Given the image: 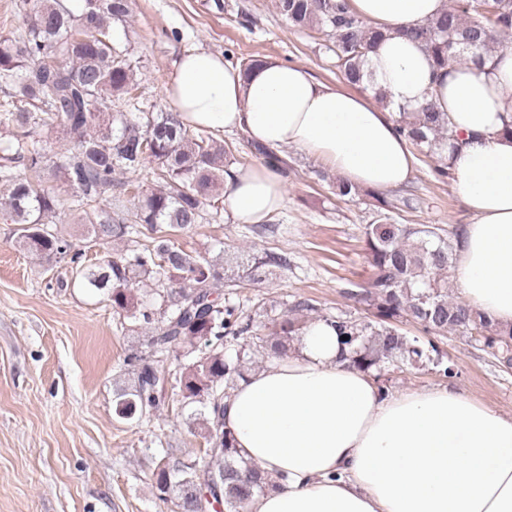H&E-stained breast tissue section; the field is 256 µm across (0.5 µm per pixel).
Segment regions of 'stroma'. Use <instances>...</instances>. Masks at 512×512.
<instances>
[{
    "instance_id": "stroma-1",
    "label": "stroma",
    "mask_w": 512,
    "mask_h": 512,
    "mask_svg": "<svg viewBox=\"0 0 512 512\" xmlns=\"http://www.w3.org/2000/svg\"><path fill=\"white\" fill-rule=\"evenodd\" d=\"M114 39L139 63L141 109L170 108L166 86L179 57L190 50L224 54L231 66L276 58L343 84L330 40L294 29L274 0H130ZM285 206L263 224H239L225 213L193 226L178 241L212 258L264 250L288 253L261 291L239 289L233 304L250 309L254 294L277 303L312 300L320 312L370 320L347 296L369 277L364 229L375 219L367 193L337 197V175L291 147L279 151ZM434 159L418 156L410 182L387 191L414 206L395 211L400 224L455 230L468 216L451 178L436 176ZM105 293L72 282L69 264L46 266L17 242L0 212V512H170L157 496L155 471L163 456L198 457L201 404L173 401L172 412L148 420L115 411V392L128 378L126 360L138 339L125 335ZM452 377L432 362L385 372L388 394L451 387L504 414L512 413V370L500 368L471 338L438 339Z\"/></svg>"
}]
</instances>
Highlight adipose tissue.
I'll list each match as a JSON object with an SVG mask.
<instances>
[{
    "label": "adipose tissue",
    "instance_id": "ef3b65f1",
    "mask_svg": "<svg viewBox=\"0 0 512 512\" xmlns=\"http://www.w3.org/2000/svg\"><path fill=\"white\" fill-rule=\"evenodd\" d=\"M351 6L384 34L366 70L391 110L299 65L265 58L245 72L204 50L181 56L167 96L187 126L295 148L374 190L402 187L413 173L395 109L434 104L453 134L442 153L469 216L454 277L464 301L512 327V48L439 73L402 32L448 0ZM284 200L275 165L241 167L224 182V209L240 224L268 221ZM340 353L336 330L310 322L226 398L225 430L268 479L250 512H512V416L449 387L384 396Z\"/></svg>",
    "mask_w": 512,
    "mask_h": 512
}]
</instances>
